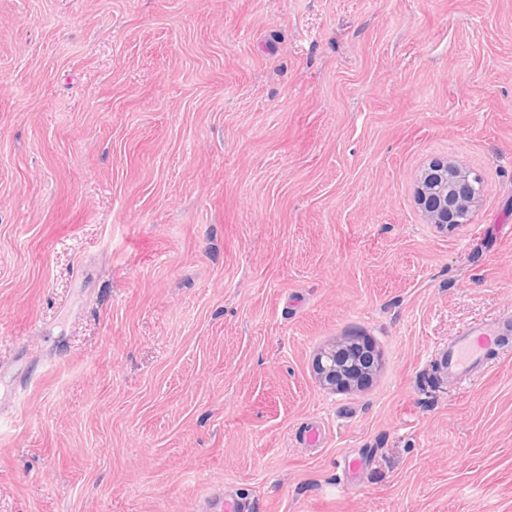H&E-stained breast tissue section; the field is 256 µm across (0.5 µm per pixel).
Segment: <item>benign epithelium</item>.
Returning <instances> with one entry per match:
<instances>
[{
    "label": "benign epithelium",
    "instance_id": "1",
    "mask_svg": "<svg viewBox=\"0 0 512 512\" xmlns=\"http://www.w3.org/2000/svg\"><path fill=\"white\" fill-rule=\"evenodd\" d=\"M484 191L478 174L455 161L446 160L421 173L416 180L414 197L427 223L453 231L468 223ZM341 349L343 345H336L321 352L316 360L320 381L332 388L350 382L345 377V366L338 359Z\"/></svg>",
    "mask_w": 512,
    "mask_h": 512
}]
</instances>
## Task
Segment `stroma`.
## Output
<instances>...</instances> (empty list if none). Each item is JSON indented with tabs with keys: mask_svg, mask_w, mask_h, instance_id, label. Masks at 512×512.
I'll return each mask as SVG.
<instances>
[{
	"mask_svg": "<svg viewBox=\"0 0 512 512\" xmlns=\"http://www.w3.org/2000/svg\"><path fill=\"white\" fill-rule=\"evenodd\" d=\"M507 312L512 0H0V512H512ZM464 187H467L465 191ZM484 191L477 173L456 161L446 160L421 173L416 180L414 197L428 224L453 231L468 223ZM512 334V314L465 328L448 341L442 355L448 382L471 380L487 367L489 354ZM344 345H336L321 352L316 360V370L320 381L327 386L336 388L338 384H344L353 379L345 377V366L341 365L338 359V352L347 349ZM366 466V460L362 458H345L339 463L341 471L347 476L340 484V492L345 495H354L360 491L358 474ZM212 499L204 501L199 509L205 512H248L249 503L240 497L236 492L221 493L218 498L213 499L214 506L209 508Z\"/></svg>",
	"mask_w": 512,
	"mask_h": 512,
	"instance_id": "stroma-1",
	"label": "stroma"
}]
</instances>
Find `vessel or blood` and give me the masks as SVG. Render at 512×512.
<instances>
[{
    "mask_svg": "<svg viewBox=\"0 0 512 512\" xmlns=\"http://www.w3.org/2000/svg\"><path fill=\"white\" fill-rule=\"evenodd\" d=\"M512 335V314L505 313L482 324L465 328L448 343L442 355V364L449 382L457 383L473 378L484 371L490 353ZM366 466L361 458L343 459L340 468L345 475L340 491L346 495L360 490L358 475ZM207 512H249L247 501L234 492H225L215 498Z\"/></svg>",
    "mask_w": 512,
    "mask_h": 512,
    "instance_id": "obj_1",
    "label": "vessel or blood"
}]
</instances>
